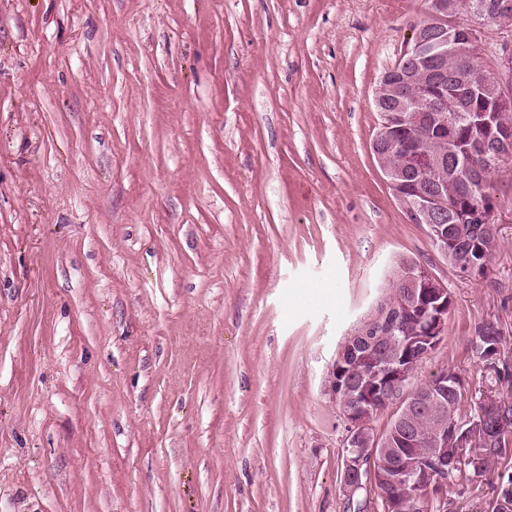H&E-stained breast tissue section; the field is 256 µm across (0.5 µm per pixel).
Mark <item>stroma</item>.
Returning <instances> with one entry per match:
<instances>
[{
    "label": "stroma",
    "mask_w": 512,
    "mask_h": 512,
    "mask_svg": "<svg viewBox=\"0 0 512 512\" xmlns=\"http://www.w3.org/2000/svg\"><path fill=\"white\" fill-rule=\"evenodd\" d=\"M427 10L0 0V512H343L328 371L404 256L453 301L409 387L450 369L459 419L512 406V169L473 279L370 150Z\"/></svg>",
    "instance_id": "obj_1"
}]
</instances>
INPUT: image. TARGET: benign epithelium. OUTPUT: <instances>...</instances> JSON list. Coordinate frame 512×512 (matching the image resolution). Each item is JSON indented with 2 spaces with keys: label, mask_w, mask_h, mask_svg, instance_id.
Masks as SVG:
<instances>
[{
  "label": "benign epithelium",
  "mask_w": 512,
  "mask_h": 512,
  "mask_svg": "<svg viewBox=\"0 0 512 512\" xmlns=\"http://www.w3.org/2000/svg\"><path fill=\"white\" fill-rule=\"evenodd\" d=\"M451 8L448 0H431L430 21L415 28L412 34V44L417 48L427 45L431 37L438 36L435 49L414 57L416 67L425 69V79L411 78L394 68L380 77L374 103L376 110L383 113V122L375 144L392 136L401 143L406 174L400 173L387 180L394 196L411 223L429 224L434 244L454 262L458 273L476 278L485 275L486 267L472 258V254L481 253V249L475 247V237L485 235L481 225L495 223L496 201L489 191V181L480 171L473 174V180L482 187V201L461 216L448 204V197L437 191L419 198L407 197L405 190L409 180L406 175L412 174L418 166L417 137L414 127L406 124L404 116L389 111L386 99L397 89L408 86L413 98L423 103L426 111L433 113L438 124H444V113L455 111L448 101V61L470 52L475 45L477 31L490 20L511 25L512 0L499 4H492L489 0H473V22L463 29L461 38L443 25ZM510 111L512 94L505 90L485 105L484 115L490 117L498 127L493 143L478 145V154L485 158L488 170L497 166L500 160L512 156V122L507 120ZM445 214L450 224L435 223L436 218ZM401 279L414 285L411 297L390 304L375 300L368 313L342 342L329 369L328 392L340 408L345 423L340 492L348 502L363 487L361 471L365 470L373 476L380 469L391 466L386 454L390 439L377 433L371 420V412L383 403L397 399L398 407L404 408L396 421L393 435L405 447L415 445L417 437L410 417L425 416L432 421V430L426 438L427 455L409 460L402 470L403 479L411 486L417 499L429 498L445 487L439 475H446L448 471L461 468L466 463H482L485 456L482 447L489 446L490 442L485 416H479L468 427L461 429L447 424V418L439 414L437 402L446 395L448 386L455 385L456 381V377L448 375V372H439L435 376V384L425 393L403 394L413 368L447 334L448 309L451 305L448 304V290L424 265L403 267ZM439 298L443 299V309L434 318L428 319L427 335L421 341L409 344V356L397 363L389 362L383 355V348L392 339L394 330L414 314V310L425 309L429 301Z\"/></svg>",
  "instance_id": "obj_1"
}]
</instances>
